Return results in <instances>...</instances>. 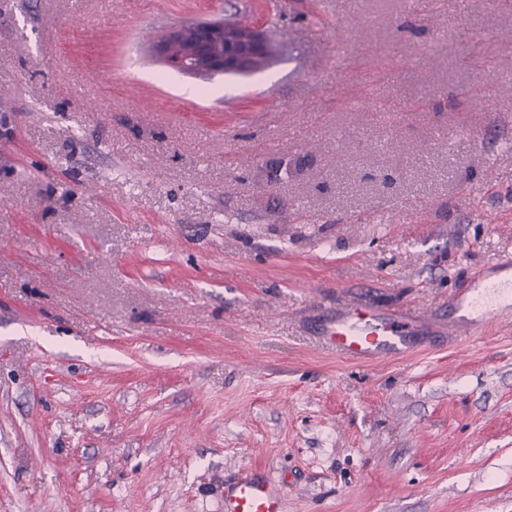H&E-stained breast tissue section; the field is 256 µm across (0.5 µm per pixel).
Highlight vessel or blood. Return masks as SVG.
<instances>
[{
  "mask_svg": "<svg viewBox=\"0 0 512 512\" xmlns=\"http://www.w3.org/2000/svg\"><path fill=\"white\" fill-rule=\"evenodd\" d=\"M511 296L512 286L506 284L492 286L478 296L471 289H457L449 301V333L478 334L489 318L485 304ZM428 327L425 316L417 311L352 306L338 311L323 325L321 334L346 360L365 364L406 355L410 336ZM224 512H284L281 487L261 471L239 474L224 484Z\"/></svg>",
  "mask_w": 512,
  "mask_h": 512,
  "instance_id": "b4317fda",
  "label": "vessel or blood"
}]
</instances>
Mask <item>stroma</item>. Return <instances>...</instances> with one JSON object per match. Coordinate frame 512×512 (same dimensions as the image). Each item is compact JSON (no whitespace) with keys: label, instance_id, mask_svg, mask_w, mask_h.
Instances as JSON below:
<instances>
[{"label":"stroma","instance_id":"35a3bbf8","mask_svg":"<svg viewBox=\"0 0 512 512\" xmlns=\"http://www.w3.org/2000/svg\"><path fill=\"white\" fill-rule=\"evenodd\" d=\"M227 20L265 70L149 51ZM510 86L512 0H0V512H512V318L320 336L512 253ZM425 329L443 336L445 324L433 329L418 311L352 306L336 312L323 325L321 334L346 360L365 364L386 356H405L410 350L409 336ZM224 512H284L281 487L262 471L239 474L224 484Z\"/></svg>","mask_w":512,"mask_h":512}]
</instances>
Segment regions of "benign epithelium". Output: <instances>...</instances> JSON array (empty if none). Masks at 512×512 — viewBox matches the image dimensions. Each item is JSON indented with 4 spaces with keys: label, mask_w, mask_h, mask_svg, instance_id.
Here are the masks:
<instances>
[{
    "label": "benign epithelium",
    "mask_w": 512,
    "mask_h": 512,
    "mask_svg": "<svg viewBox=\"0 0 512 512\" xmlns=\"http://www.w3.org/2000/svg\"><path fill=\"white\" fill-rule=\"evenodd\" d=\"M226 27L224 22L182 25L154 42V51L184 74H247L269 55V46L250 25H237L231 36L225 35Z\"/></svg>",
    "instance_id": "7a95c632"
}]
</instances>
